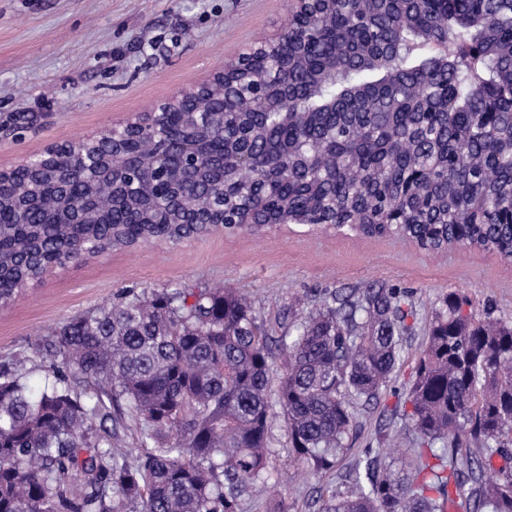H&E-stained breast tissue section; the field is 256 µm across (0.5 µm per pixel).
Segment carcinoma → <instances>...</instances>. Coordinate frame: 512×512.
Returning <instances> with one entry per match:
<instances>
[{
    "instance_id": "obj_1",
    "label": "carcinoma",
    "mask_w": 512,
    "mask_h": 512,
    "mask_svg": "<svg viewBox=\"0 0 512 512\" xmlns=\"http://www.w3.org/2000/svg\"><path fill=\"white\" fill-rule=\"evenodd\" d=\"M446 44L449 54L436 47ZM288 88L286 111L277 112ZM172 148L194 147L188 204L224 201V223L184 224L160 205L146 129L132 188L105 178L97 199L45 166L8 171L0 198V307L48 272L94 252L171 246L288 224L409 241L464 243L512 262V0H327L259 55L237 96L201 122L179 112ZM224 152V172L207 157ZM81 224H51L60 211ZM277 349L232 288H129L45 334L34 393L0 369V512H243L274 479L275 417L292 462L317 472L344 452L359 411L391 380L417 333L413 291L325 290L280 316ZM512 321L451 291L425 328L409 389L318 512H512ZM136 425L143 451L123 450Z\"/></svg>"
}]
</instances>
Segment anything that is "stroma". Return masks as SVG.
Segmentation results:
<instances>
[{
  "label": "stroma",
  "mask_w": 512,
  "mask_h": 512,
  "mask_svg": "<svg viewBox=\"0 0 512 512\" xmlns=\"http://www.w3.org/2000/svg\"><path fill=\"white\" fill-rule=\"evenodd\" d=\"M291 0H0V167L105 133L158 101L207 82L224 62L286 25ZM226 285L256 297L271 336L285 304L325 289L380 284L413 290L426 325L448 292L512 315V262L472 248L435 255L404 241L290 225L222 233L177 247L156 243L54 269L0 307V365L32 356L41 335L112 302L124 288ZM422 335L404 346L378 403L361 412L348 447L317 475L292 463L282 421L272 426L273 487L255 488L247 512L275 496L315 512L324 484H342L405 391Z\"/></svg>",
  "instance_id": "1"
}]
</instances>
